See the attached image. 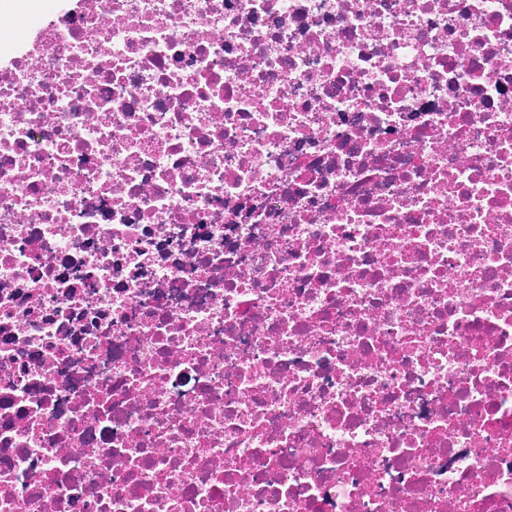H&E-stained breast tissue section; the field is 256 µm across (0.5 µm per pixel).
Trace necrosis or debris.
Masks as SVG:
<instances>
[{
  "label": "necrosis or debris",
  "instance_id": "1",
  "mask_svg": "<svg viewBox=\"0 0 512 512\" xmlns=\"http://www.w3.org/2000/svg\"><path fill=\"white\" fill-rule=\"evenodd\" d=\"M0 29V512H512V0Z\"/></svg>",
  "mask_w": 512,
  "mask_h": 512
}]
</instances>
